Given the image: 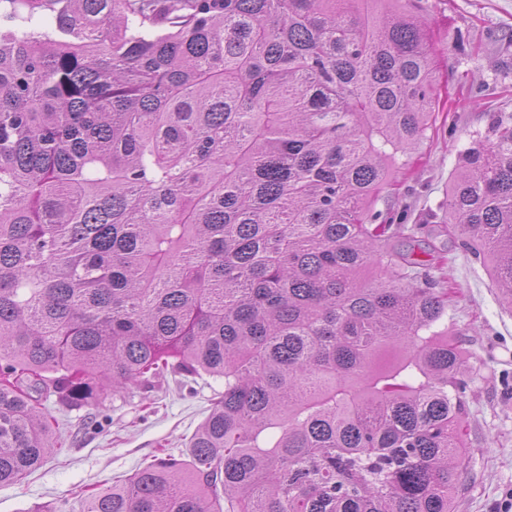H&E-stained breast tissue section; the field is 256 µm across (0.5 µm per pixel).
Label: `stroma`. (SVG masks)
I'll return each mask as SVG.
<instances>
[{
	"instance_id": "1",
	"label": "stroma",
	"mask_w": 512,
	"mask_h": 512,
	"mask_svg": "<svg viewBox=\"0 0 512 512\" xmlns=\"http://www.w3.org/2000/svg\"><path fill=\"white\" fill-rule=\"evenodd\" d=\"M427 21L442 49L440 73L448 102L440 103L430 138L414 153L397 186L378 201V210L419 224L448 196L458 152L485 131L490 113L512 115V72L495 61L512 58V0H428ZM467 73L468 84L457 82ZM495 96H476L475 84ZM435 245L451 250L447 277L455 290L443 324L461 347L467 389L464 439L468 479L458 492L456 512H495L512 493V307L504 304L488 267L456 249L446 236ZM224 382L209 376L167 377L151 391L129 386L104 392L95 408L47 407L63 426L65 449L20 483L0 487V512H81L83 492L105 488L130 474L159 450L184 452Z\"/></svg>"
}]
</instances>
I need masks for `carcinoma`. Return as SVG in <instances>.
<instances>
[{
	"label": "carcinoma",
	"mask_w": 512,
	"mask_h": 512,
	"mask_svg": "<svg viewBox=\"0 0 512 512\" xmlns=\"http://www.w3.org/2000/svg\"><path fill=\"white\" fill-rule=\"evenodd\" d=\"M428 0H0V486L169 374L224 392L83 512H455L445 277L376 209L439 106ZM438 221L512 305V117Z\"/></svg>",
	"instance_id": "obj_1"
}]
</instances>
